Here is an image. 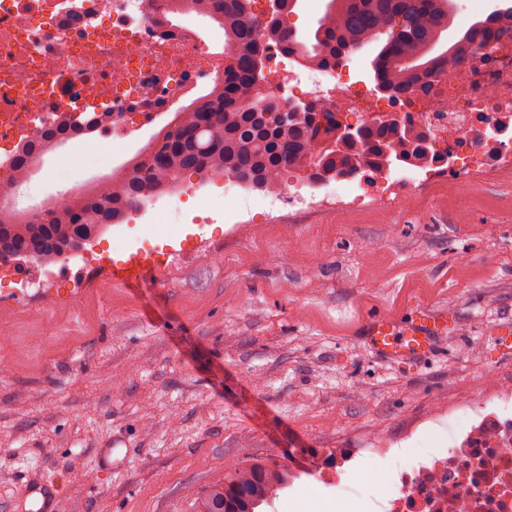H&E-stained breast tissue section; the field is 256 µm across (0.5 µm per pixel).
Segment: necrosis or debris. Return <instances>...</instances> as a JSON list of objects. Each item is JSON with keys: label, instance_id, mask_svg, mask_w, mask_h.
Masks as SVG:
<instances>
[{"label": "necrosis or debris", "instance_id": "1", "mask_svg": "<svg viewBox=\"0 0 512 512\" xmlns=\"http://www.w3.org/2000/svg\"><path fill=\"white\" fill-rule=\"evenodd\" d=\"M173 0H0V173L10 172L20 142H40L36 160L60 155L45 141V121L55 112L87 115L90 142L123 150L133 127L149 126L177 102L211 91L224 74L223 28L204 39L199 9L175 12ZM281 106L306 99L342 122L364 111L386 112L429 132L439 128L441 161L412 163L401 173L368 167L346 177L344 192L294 172L265 201L271 208L351 212L370 202L399 200L402 188L457 174L483 175L512 163V43L469 72L449 69L422 108L384 98L368 102L359 68L347 73L299 60L273 65L264 87ZM468 431L450 417L430 424L447 434L446 448L408 462L395 473V493L383 512H512V396L493 406L460 405ZM387 448H331L314 459L317 482L338 485L365 478Z\"/></svg>", "mask_w": 512, "mask_h": 512}]
</instances>
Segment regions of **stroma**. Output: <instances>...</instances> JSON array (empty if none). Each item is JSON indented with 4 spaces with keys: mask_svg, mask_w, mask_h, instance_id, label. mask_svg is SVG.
<instances>
[{
    "mask_svg": "<svg viewBox=\"0 0 512 512\" xmlns=\"http://www.w3.org/2000/svg\"><path fill=\"white\" fill-rule=\"evenodd\" d=\"M111 146L46 161L39 197L120 164ZM176 209L132 211L67 265L75 285L29 288L0 317V512L23 472L58 473L65 512H190L193 493L224 466L272 455L305 466L312 450L401 442L384 461L443 448L405 441L438 408L480 389L512 392V166L408 189L404 204L267 213L259 189L185 175ZM176 261L112 281L142 246ZM445 312L455 330L426 362L392 364L349 330L378 316L404 322ZM125 442L128 466L102 478L94 449ZM359 479L280 491L265 512H336L337 499L375 503Z\"/></svg>",
    "mask_w": 512,
    "mask_h": 512,
    "instance_id": "stroma-1",
    "label": "stroma"
}]
</instances>
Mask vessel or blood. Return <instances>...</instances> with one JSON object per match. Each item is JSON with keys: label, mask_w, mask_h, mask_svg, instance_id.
Here are the masks:
<instances>
[{"label": "vessel or blood", "mask_w": 512, "mask_h": 512, "mask_svg": "<svg viewBox=\"0 0 512 512\" xmlns=\"http://www.w3.org/2000/svg\"><path fill=\"white\" fill-rule=\"evenodd\" d=\"M448 328V319L423 311L407 322L378 317L359 324L355 332L380 358L394 364L432 356L436 340ZM64 498L56 480L30 476L20 485L19 512H63Z\"/></svg>", "instance_id": "obj_1"}]
</instances>
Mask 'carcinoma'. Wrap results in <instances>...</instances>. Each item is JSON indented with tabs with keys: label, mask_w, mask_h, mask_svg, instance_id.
Segmentation results:
<instances>
[{
	"label": "carcinoma",
	"mask_w": 512,
	"mask_h": 512,
	"mask_svg": "<svg viewBox=\"0 0 512 512\" xmlns=\"http://www.w3.org/2000/svg\"><path fill=\"white\" fill-rule=\"evenodd\" d=\"M208 17L224 26L233 65L224 70V87L207 96L203 106L182 113L178 128L159 138L150 152L113 171L115 182L104 193L77 194L58 203L46 224L0 219V252L14 259L38 262L76 254L111 224L122 223L131 207L152 194L175 188L188 172L232 175L251 188L263 189L294 171L324 181L360 174L368 165H400L416 157L437 161L427 151L424 134L396 121L364 130L356 147L324 121L311 104L284 112L258 91L255 71L273 44L286 56L336 66L355 49L387 35L374 59L377 87L391 98L427 95L436 78L448 69L450 0H326L313 25L293 40L282 39L283 14L298 0H273L269 23L256 30L249 0H207ZM402 17L412 33L382 32L387 22ZM483 37L512 35V5L503 4L482 17ZM332 140L337 148L318 149ZM288 487V468L269 457H253L224 467V478L193 495L191 512H262V506Z\"/></svg>",
	"instance_id": "obj_1"
}]
</instances>
